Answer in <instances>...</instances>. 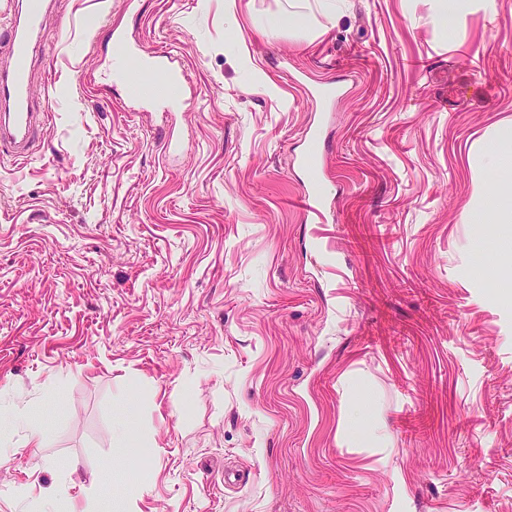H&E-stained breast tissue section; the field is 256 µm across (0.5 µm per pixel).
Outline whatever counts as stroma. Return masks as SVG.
Masks as SVG:
<instances>
[{"instance_id": "35a3bbf8", "label": "stroma", "mask_w": 512, "mask_h": 512, "mask_svg": "<svg viewBox=\"0 0 512 512\" xmlns=\"http://www.w3.org/2000/svg\"><path fill=\"white\" fill-rule=\"evenodd\" d=\"M496 5L450 31L435 0H58L47 133L0 157V416L53 421L35 458L0 426V512L86 502L105 466L131 512H512V237L465 216L512 120ZM280 11L306 29L267 35ZM118 33L169 51L190 111L107 79ZM301 75L345 89L320 113L326 224L298 205ZM118 442L120 449L127 455L130 464L134 465L136 461L135 452L137 448L144 447V439L138 433L136 428H131L126 422L121 427Z\"/></svg>"}]
</instances>
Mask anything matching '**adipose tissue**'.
Wrapping results in <instances>:
<instances>
[{"label":"adipose tissue","mask_w":512,"mask_h":512,"mask_svg":"<svg viewBox=\"0 0 512 512\" xmlns=\"http://www.w3.org/2000/svg\"><path fill=\"white\" fill-rule=\"evenodd\" d=\"M479 187L470 210L484 213L488 224H512V122H500L482 150Z\"/></svg>","instance_id":"ef3b65f1"}]
</instances>
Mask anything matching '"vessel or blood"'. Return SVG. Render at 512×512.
<instances>
[{"instance_id": "b4317fda", "label": "vessel or blood", "mask_w": 512, "mask_h": 512, "mask_svg": "<svg viewBox=\"0 0 512 512\" xmlns=\"http://www.w3.org/2000/svg\"><path fill=\"white\" fill-rule=\"evenodd\" d=\"M55 0H7L6 38L0 43V153L16 158L28 157L46 132L31 76L33 55L46 38L45 18ZM168 52L156 51L141 58L139 49L125 37L115 39L112 73L130 90L142 85L154 89L153 104L188 111L187 79L173 70ZM320 126L309 129V139L300 163L308 175L319 165ZM304 215L327 223L326 199L319 189L304 193L300 200Z\"/></svg>"}]
</instances>
